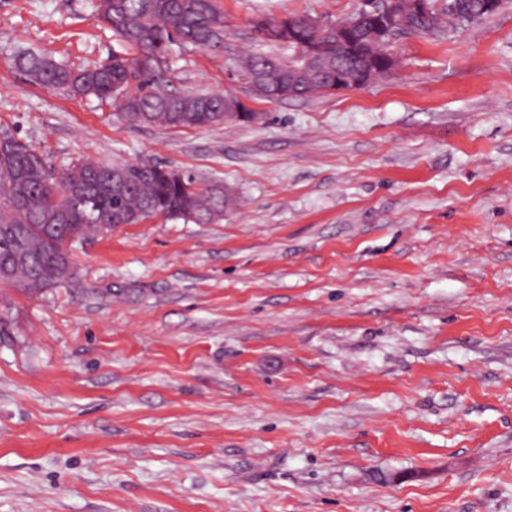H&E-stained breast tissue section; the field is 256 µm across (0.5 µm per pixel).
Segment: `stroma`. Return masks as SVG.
<instances>
[{
    "label": "stroma",
    "instance_id": "stroma-1",
    "mask_svg": "<svg viewBox=\"0 0 512 512\" xmlns=\"http://www.w3.org/2000/svg\"><path fill=\"white\" fill-rule=\"evenodd\" d=\"M217 2L223 46H172V87L258 117L175 129L15 67L124 52L95 0H0V131L236 197L82 237L40 296L0 285V512H512V0L276 101L236 67L289 54L254 20L362 0Z\"/></svg>",
    "mask_w": 512,
    "mask_h": 512
}]
</instances>
